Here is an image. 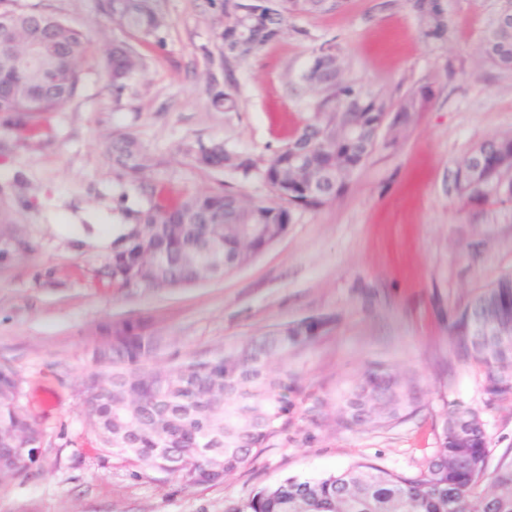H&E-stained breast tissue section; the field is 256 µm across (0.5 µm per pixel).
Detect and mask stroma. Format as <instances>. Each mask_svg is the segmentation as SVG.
Masks as SVG:
<instances>
[{
	"mask_svg": "<svg viewBox=\"0 0 512 512\" xmlns=\"http://www.w3.org/2000/svg\"><path fill=\"white\" fill-rule=\"evenodd\" d=\"M88 31L99 47L131 45L143 61L121 96L92 61L78 95L36 131L0 115V362L23 380L24 405L45 430L43 462L0 488V512H224L225 503L291 477L321 478L358 460L416 472L437 447L447 406L478 410L493 457L512 448V401L488 404L480 376L458 362L452 311L481 286L512 272V200L461 201L453 175L480 144L512 136V70L481 60L485 32L504 0H442L447 27L423 34L411 0H345L334 12L293 19L294 33L259 54L225 62L216 36L220 0H160L167 25L143 39L117 28L102 0H16ZM332 43L345 78L399 102L429 92L424 112L384 134L333 202L297 211L287 233L244 267L182 288H101L111 245L91 238L128 224L140 191L117 179L113 130L135 134L169 164V195L232 184L268 198L257 172L204 171L184 147L222 142L258 169L310 110L300 76ZM227 89L237 109L210 94ZM24 236L31 252L11 250ZM330 327L289 358L299 374L285 432L221 483L184 487L102 448L82 408L83 374L107 322H143L165 336L160 362L228 351L309 316ZM373 362L421 391L412 417L387 428L349 430L336 400Z\"/></svg>",
	"mask_w": 512,
	"mask_h": 512,
	"instance_id": "1",
	"label": "stroma"
}]
</instances>
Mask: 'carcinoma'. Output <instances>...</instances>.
Wrapping results in <instances>:
<instances>
[{
	"instance_id": "cac0c4a2",
	"label": "carcinoma",
	"mask_w": 512,
	"mask_h": 512,
	"mask_svg": "<svg viewBox=\"0 0 512 512\" xmlns=\"http://www.w3.org/2000/svg\"><path fill=\"white\" fill-rule=\"evenodd\" d=\"M106 12L122 30L155 36L166 26L156 0H104ZM335 11L325 0H223L218 38L224 58L246 59L288 34L290 19ZM425 36L440 38L444 24L437 0L427 5ZM46 41L52 53L34 62L33 43ZM484 61L512 69V32L493 27L485 37ZM91 54L84 31L44 12L13 7L0 0V113L16 125L36 127L77 94ZM112 93L118 95L141 65L131 47L115 42L104 56ZM313 112L294 129L265 167L222 143L185 148L184 155L205 170L230 169L247 178L257 173L270 198L255 199L232 185L199 190L169 202L153 185H141L146 204L134 223L112 240V261L105 278L114 288H160L204 281L201 265L220 261L224 275L246 264L259 250L288 230L292 212L315 211L334 201L378 145L382 130L398 138L423 111L427 96L412 91L398 103L383 93L366 92L345 82L337 56L316 50L302 75ZM395 118L389 119L390 112ZM112 162L119 178L139 184L147 170L162 172L166 161L147 151L136 136L112 133ZM512 168V138L492 140L487 153L472 152L455 171L463 199L499 193L501 175ZM243 198L238 225L224 229L226 203ZM501 276L453 314L451 335L457 354L481 373L490 400L512 397V352L497 336L481 333L495 316L512 324V287ZM327 320L311 317L310 334L290 336L284 329L250 339L240 349L199 355L160 365L165 338L140 324L128 323L125 335L93 353L107 370L83 380V411L102 447L129 455L158 469V449L189 460L205 476L199 448L224 450L228 476L270 446L288 429L293 403L288 391L297 374L288 356L306 348L312 332ZM21 380L8 363H0V448L22 442L43 444L44 431L20 404ZM416 385L403 384L389 368L365 371L336 402L338 418L363 429L389 427L418 409ZM490 439L485 425L472 427L464 447L439 437V448L418 471H391L357 461L325 478H289L260 488L247 499L230 502L224 512H512V457L503 454L490 467Z\"/></svg>"
}]
</instances>
